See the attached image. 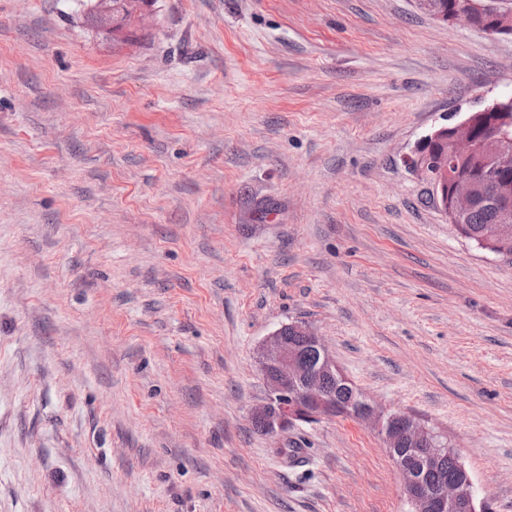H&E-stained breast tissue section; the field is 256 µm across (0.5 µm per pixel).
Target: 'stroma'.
<instances>
[{"label": "stroma", "instance_id": "1", "mask_svg": "<svg viewBox=\"0 0 512 512\" xmlns=\"http://www.w3.org/2000/svg\"><path fill=\"white\" fill-rule=\"evenodd\" d=\"M86 10L0 0V512H408L369 424L253 428L294 320L512 512V263L403 162L512 93V39L416 0H157L115 47Z\"/></svg>", "mask_w": 512, "mask_h": 512}]
</instances>
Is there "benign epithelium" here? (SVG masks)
<instances>
[{"instance_id":"obj_1","label":"benign epithelium","mask_w":512,"mask_h":512,"mask_svg":"<svg viewBox=\"0 0 512 512\" xmlns=\"http://www.w3.org/2000/svg\"><path fill=\"white\" fill-rule=\"evenodd\" d=\"M100 22L107 28L135 30L152 17L148 0H126L121 14L112 13V0H95ZM487 16L485 32L512 38V23L501 20L502 12L491 0H454L449 12L435 15L446 25L467 23L470 15ZM471 161L461 169L460 162ZM407 168L432 186L438 209L453 224H464L481 202L479 187L489 189L498 222L481 234V243L492 254L512 258V99H501L457 124L441 125L423 136L404 157ZM294 335L318 351L317 362L309 366L301 348L288 341L278 328L271 332L256 352V367L268 389L265 401L251 412L253 421L263 425L266 434L280 435L302 423H313L336 413L333 393L327 382L350 385L316 330L305 321L289 323ZM373 424L383 436L390 456L399 448L419 451L416 467L397 462L404 479V496L409 512H488L477 499L473 480L461 459L451 479L432 485L424 474L439 468L440 456L451 451L441 434L411 413L385 414L371 401L355 413Z\"/></svg>"}]
</instances>
